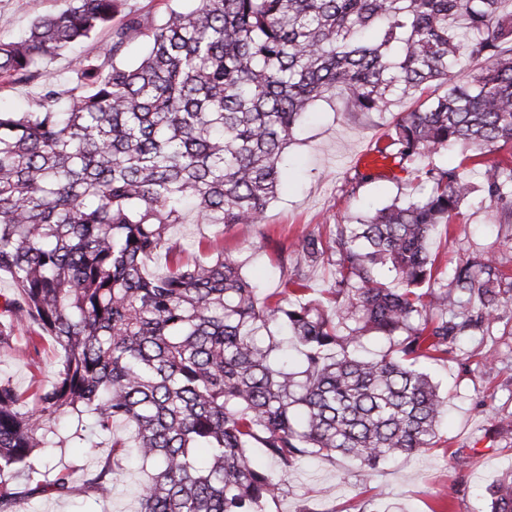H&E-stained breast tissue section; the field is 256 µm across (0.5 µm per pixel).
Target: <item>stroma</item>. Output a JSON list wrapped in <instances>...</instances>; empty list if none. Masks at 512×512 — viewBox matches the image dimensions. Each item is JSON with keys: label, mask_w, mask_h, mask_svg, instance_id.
Segmentation results:
<instances>
[{"label": "stroma", "mask_w": 512, "mask_h": 512, "mask_svg": "<svg viewBox=\"0 0 512 512\" xmlns=\"http://www.w3.org/2000/svg\"><path fill=\"white\" fill-rule=\"evenodd\" d=\"M61 0H0V40L24 34L38 17L60 8ZM413 98L396 99L390 112L363 115L348 111L341 96L316 102L297 128L283 155L286 181L270 204L264 223L238 224L225 232L208 224L186 222L170 229L187 251L212 240L237 261L261 293L283 288L295 269L294 260L277 250L304 232L328 234L330 226L373 211L409 193L406 173L399 169L374 172L356 192L345 183L360 167L359 156L373 140L386 137L397 113L408 111ZM449 230L431 240L442 282H449L457 263L492 257L509 278L502 290L512 294V220L507 205H490L482 175ZM11 346L0 347V378L21 394L50 387L58 364L51 340L30 350L23 340L27 328ZM429 371L448 397L447 413L438 428V444L422 453L378 465L362 477L357 465L338 457L311 458L289 468L286 491L268 512H483L484 488L512 470V312L492 320L457 341L446 360L430 363ZM107 448H48L46 461L75 466V485L97 470ZM471 458L459 467L456 458ZM147 470L130 463L112 493L107 510L84 495L22 499L18 512H136L137 492Z\"/></svg>", "instance_id": "35a3bbf8"}]
</instances>
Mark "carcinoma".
I'll list each match as a JSON object with an SVG mask.
<instances>
[{"instance_id": "cac0c4a2", "label": "carcinoma", "mask_w": 512, "mask_h": 512, "mask_svg": "<svg viewBox=\"0 0 512 512\" xmlns=\"http://www.w3.org/2000/svg\"><path fill=\"white\" fill-rule=\"evenodd\" d=\"M195 2L117 25L116 0H62L0 42V85L41 86L33 110L0 111V274L13 284L0 346L25 324L26 345L52 338L59 364L34 407L0 379V512L77 491L74 469L39 450L92 436L112 457L84 489L107 502L124 474L117 423L154 466L138 512H265L286 471L256 469L255 446L285 467L340 456L368 475L434 447L447 399L423 361L504 311L493 259L440 285L429 240L472 193L483 148L512 145V0ZM105 28L111 41L55 81L48 63ZM134 33L149 49L127 64ZM469 60L483 67L464 83ZM433 84L445 91L399 113L380 149L418 192L295 243L298 267L338 255L333 306L300 271L261 299L222 250L182 262L169 230L188 207L222 230L263 223L315 102L340 91L348 111L381 113ZM453 144L459 165H417ZM485 175L490 200L512 197L511 160ZM369 335L393 345L361 358ZM487 493L490 512H512V471Z\"/></svg>"}]
</instances>
